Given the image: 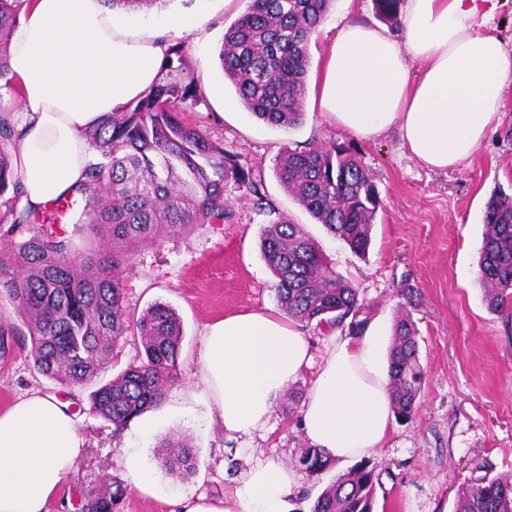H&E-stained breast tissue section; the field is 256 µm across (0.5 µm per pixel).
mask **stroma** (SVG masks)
<instances>
[{"instance_id": "35a3bbf8", "label": "stroma", "mask_w": 512, "mask_h": 512, "mask_svg": "<svg viewBox=\"0 0 512 512\" xmlns=\"http://www.w3.org/2000/svg\"><path fill=\"white\" fill-rule=\"evenodd\" d=\"M346 10L333 0L313 35L308 91H315L323 45L339 22L376 23L373 0ZM249 0H173L176 8L204 13L211 22L203 35L180 38L184 81L202 85L223 79L218 54L225 30ZM225 106L210 98L185 113L186 122L237 155L261 180L273 213L259 212L251 196L228 186L234 217L204 225L135 252L124 274L125 305L140 316L151 304L174 308L183 322L176 383L164 403L128 423L121 432L91 409L90 386L65 387L36 372L28 347L0 350V409L34 390L70 401L87 451L50 512H80L87 490L105 481L126 482V452L154 470L157 494L135 488L113 512H172L187 496L223 498L233 479L252 461L274 460L298 467L308 446L299 420L308 378L279 396L264 436L227 439L217 432V414L200 396L194 374L208 323L224 314L278 311L275 279L259 249L273 215L302 225L336 273L359 292L367 323L393 330L400 315L417 333L425 380L411 421H393L381 448L369 456L376 466L374 512H452L460 489L482 473H512V315L491 311L478 280L485 205L493 192L512 194V88L501 121L462 168L434 172L416 163L397 132L361 140L328 122L313 101L305 103L299 126L284 130L257 119L225 86ZM352 145L374 179L382 205L366 258L318 224L282 188L274 173L283 147ZM165 437L187 438L199 455L196 473L172 475L157 444Z\"/></svg>"}]
</instances>
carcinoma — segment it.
<instances>
[{"instance_id": "carcinoma-1", "label": "carcinoma", "mask_w": 512, "mask_h": 512, "mask_svg": "<svg viewBox=\"0 0 512 512\" xmlns=\"http://www.w3.org/2000/svg\"><path fill=\"white\" fill-rule=\"evenodd\" d=\"M0 0V80L19 95L9 77V35L17 5ZM331 0H250L224 33L219 61L243 106L269 125L290 129L305 116L311 36ZM401 0H374L380 21L396 26ZM181 47L172 48L162 77L144 97L112 113L87 132L95 158L86 181L64 204L38 213L20 206L11 149L17 142L0 119V239L15 243L0 252V291L23 313L24 328L0 323V349L28 335L36 371L66 385L87 383L129 336L140 338L144 356L91 394L93 410L121 431L161 405L177 378L183 324L176 311L154 303L138 318L124 302V272L134 250L184 236L199 225L230 222L224 198L230 184L265 201L252 172L224 143L185 124L181 106L199 101L193 82H183ZM284 190L313 219L364 256L381 205L378 188L347 146L284 147L275 165ZM88 229L105 248L75 256L64 220ZM479 252V281L490 310L512 307V197L494 195L486 205ZM260 248L276 278L278 305L289 318L329 329H363V305L317 243L298 224L281 217L264 228ZM395 417L412 419L424 381L416 332L399 318L389 352ZM168 469L182 478L196 473L189 441L168 439ZM375 468L357 464L340 474L315 500L311 512H373ZM125 495L118 483L90 491L82 512H112ZM453 512H512V474L483 475L461 489Z\"/></svg>"}]
</instances>
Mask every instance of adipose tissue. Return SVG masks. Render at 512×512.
I'll list each match as a JSON object with an SVG mask.
<instances>
[{
  "mask_svg": "<svg viewBox=\"0 0 512 512\" xmlns=\"http://www.w3.org/2000/svg\"><path fill=\"white\" fill-rule=\"evenodd\" d=\"M496 0H402L401 27L349 22L325 44L315 103L369 140L397 131L421 166L469 162L500 120L512 53L489 29ZM205 16L162 11L131 18L104 0H32L10 36L20 86L11 119L22 136L13 168L22 203L52 205L85 180L87 132L158 82L176 39ZM386 336L334 333L321 359L282 313H231L209 323L198 374L225 435L266 429L275 399L314 370L301 428L329 459L381 447L393 418ZM85 451L69 404L29 393L0 411V512H48ZM301 476L272 460L246 465L223 499L182 500L183 512H294Z\"/></svg>",
  "mask_w": 512,
  "mask_h": 512,
  "instance_id": "adipose-tissue-1",
  "label": "adipose tissue"
}]
</instances>
